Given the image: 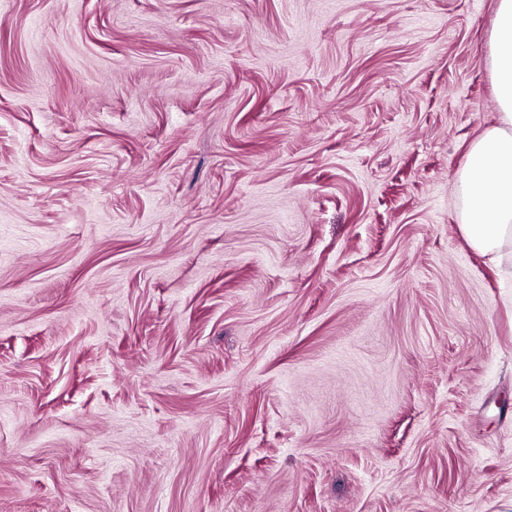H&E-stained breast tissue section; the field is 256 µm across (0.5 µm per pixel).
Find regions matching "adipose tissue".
<instances>
[{"label":"adipose tissue","instance_id":"1","mask_svg":"<svg viewBox=\"0 0 512 512\" xmlns=\"http://www.w3.org/2000/svg\"><path fill=\"white\" fill-rule=\"evenodd\" d=\"M491 43L498 122L471 144L458 174L459 219L474 249L498 256L512 245V0H497Z\"/></svg>","mask_w":512,"mask_h":512}]
</instances>
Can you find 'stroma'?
<instances>
[{"instance_id":"1","label":"stroma","mask_w":512,"mask_h":512,"mask_svg":"<svg viewBox=\"0 0 512 512\" xmlns=\"http://www.w3.org/2000/svg\"><path fill=\"white\" fill-rule=\"evenodd\" d=\"M496 6L0 0V512H512ZM491 43L498 122L471 144L458 174L459 219L474 249L501 257L512 245V0H497Z\"/></svg>"}]
</instances>
